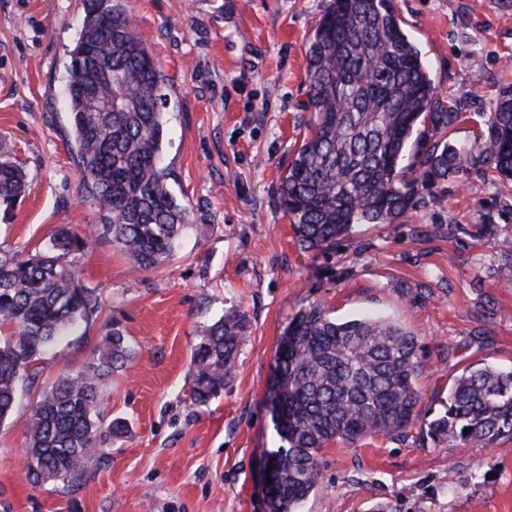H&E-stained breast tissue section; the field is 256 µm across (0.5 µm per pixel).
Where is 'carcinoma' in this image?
<instances>
[{"label":"carcinoma","mask_w":512,"mask_h":512,"mask_svg":"<svg viewBox=\"0 0 512 512\" xmlns=\"http://www.w3.org/2000/svg\"><path fill=\"white\" fill-rule=\"evenodd\" d=\"M64 88L81 197L98 215L81 232L58 228L48 250L0 262V422L19 386L35 379L45 349L101 309L70 258L100 232L143 270L173 255L190 210L169 189L162 164L165 99L159 63L140 39L123 0H83ZM309 133L288 164L276 205L303 251H329L356 224H398L419 185L464 166L512 177V96L484 120V148L456 149L448 130L462 113L438 97L392 0H330L307 39ZM25 173L0 154V203L24 196ZM246 316L216 321L191 355L190 400L208 405L235 372ZM131 355L122 330L102 339L96 359L42 393L27 425L30 482L68 484L106 443L128 431L102 426L100 382ZM418 341L384 318L337 321L316 302L288 322L276 356L271 400L282 442L271 451L269 512H298L322 478L320 453L405 431L418 420ZM435 444L491 448L512 438V370L467 366L444 410L424 423ZM469 433H464L465 429Z\"/></svg>","instance_id":"obj_1"}]
</instances>
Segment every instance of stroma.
<instances>
[{
	"label": "stroma",
	"mask_w": 512,
	"mask_h": 512,
	"mask_svg": "<svg viewBox=\"0 0 512 512\" xmlns=\"http://www.w3.org/2000/svg\"><path fill=\"white\" fill-rule=\"evenodd\" d=\"M163 75L162 162L192 226L156 270L111 237L74 258L102 308L43 354L0 423V512H267L266 459L279 447L268 403L280 339L313 302L340 320L388 318L417 336L419 420L322 452L320 487L299 512H512V440L434 444L423 421L469 364L512 369V180L466 167L421 187L403 223L360 224L337 249H298L276 191L311 118L306 40L328 0H124ZM472 148L482 115L512 95V0H393ZM82 0H0V152L28 188L0 206V261L45 250L59 225L97 215L78 190L65 132L69 53ZM249 329L231 383L188 397L190 357L224 314ZM122 328L132 358L101 382L103 422L125 437L68 485L31 484L26 425L40 391L82 370Z\"/></svg>",
	"instance_id": "1"
}]
</instances>
